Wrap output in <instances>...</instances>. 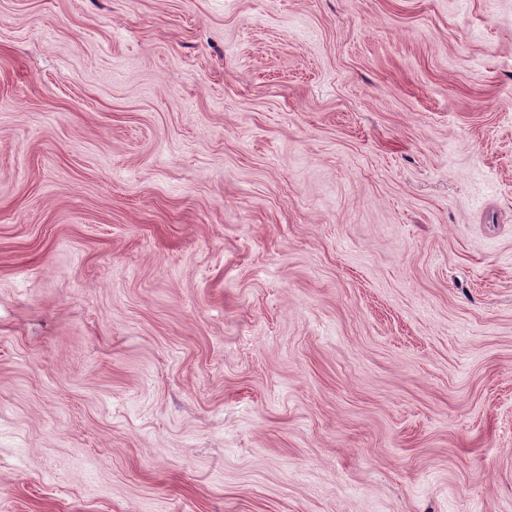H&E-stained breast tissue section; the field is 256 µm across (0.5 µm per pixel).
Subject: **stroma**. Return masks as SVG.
<instances>
[{
    "label": "stroma",
    "mask_w": 512,
    "mask_h": 512,
    "mask_svg": "<svg viewBox=\"0 0 512 512\" xmlns=\"http://www.w3.org/2000/svg\"><path fill=\"white\" fill-rule=\"evenodd\" d=\"M0 512H512V0H0Z\"/></svg>",
    "instance_id": "35a3bbf8"
}]
</instances>
